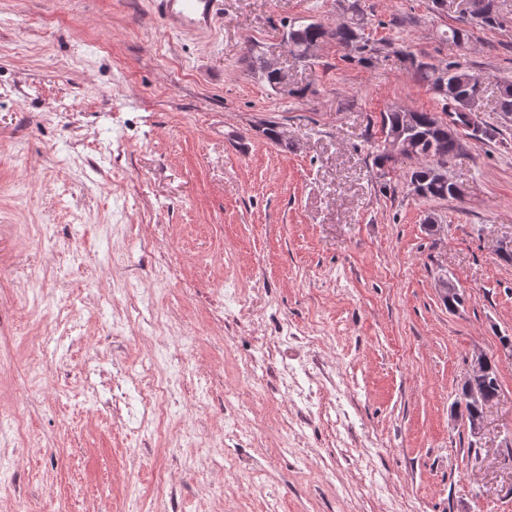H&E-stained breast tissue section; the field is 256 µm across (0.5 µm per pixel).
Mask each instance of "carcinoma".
<instances>
[{"label": "carcinoma", "mask_w": 512, "mask_h": 512, "mask_svg": "<svg viewBox=\"0 0 512 512\" xmlns=\"http://www.w3.org/2000/svg\"><path fill=\"white\" fill-rule=\"evenodd\" d=\"M338 6L350 15L349 21L335 28L319 23L291 24L288 28V44L295 60L305 62L308 51L323 42L332 41L345 50L355 49L359 59L375 53V44L365 37V17L362 0H337ZM464 14L482 26L493 27L499 23L497 0H465ZM251 70L274 86L281 75L266 67L265 51L256 45L248 47ZM411 66L417 75L428 82L442 98L443 115L434 112H419L408 109H393L382 115V134L389 139L391 134L403 129L409 139L408 158L418 166L411 172L410 181L421 184L423 199L459 198L457 184L442 177L441 170L448 165L461 147V139L448 137V124L443 116L462 111L481 93L480 82L470 73L454 66L439 71L433 66L409 56ZM463 387L481 395L487 401L495 400L500 394V381L496 366H490L487 374H480L463 384Z\"/></svg>", "instance_id": "cac0c4a2"}]
</instances>
